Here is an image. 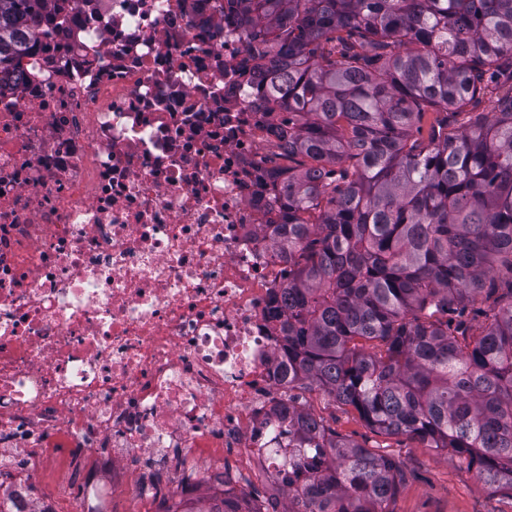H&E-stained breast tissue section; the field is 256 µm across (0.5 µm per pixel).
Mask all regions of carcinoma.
<instances>
[{"mask_svg": "<svg viewBox=\"0 0 512 512\" xmlns=\"http://www.w3.org/2000/svg\"><path fill=\"white\" fill-rule=\"evenodd\" d=\"M51 0H0V66L32 47ZM264 47L260 90L296 118L281 188L288 255L284 349L292 387L315 386L373 428L467 454L512 498V0H230ZM433 120L428 136L420 123ZM463 118L460 128L450 122ZM485 292L479 330L434 318ZM376 341L367 351L358 341ZM288 508L390 512L391 459L299 409ZM187 512H243L224 496Z\"/></svg>", "mask_w": 512, "mask_h": 512, "instance_id": "carcinoma-1", "label": "carcinoma"}]
</instances>
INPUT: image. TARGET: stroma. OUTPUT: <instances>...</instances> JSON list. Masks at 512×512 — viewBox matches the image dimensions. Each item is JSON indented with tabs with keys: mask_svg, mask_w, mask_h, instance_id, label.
<instances>
[{
	"mask_svg": "<svg viewBox=\"0 0 512 512\" xmlns=\"http://www.w3.org/2000/svg\"><path fill=\"white\" fill-rule=\"evenodd\" d=\"M296 394L299 405L321 417L337 436L399 465L403 480L390 505L392 512H512V498L482 481L468 456L441 452L405 435L381 433L352 407L333 402L318 388L302 387ZM54 454L55 464L34 476L31 491L36 503L49 502L54 512H70L88 463L72 458L63 448Z\"/></svg>",
	"mask_w": 512,
	"mask_h": 512,
	"instance_id": "1",
	"label": "stroma"
}]
</instances>
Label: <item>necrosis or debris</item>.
Masks as SVG:
<instances>
[{
    "mask_svg": "<svg viewBox=\"0 0 512 512\" xmlns=\"http://www.w3.org/2000/svg\"><path fill=\"white\" fill-rule=\"evenodd\" d=\"M0 69V512L53 448L110 449L72 512H181L288 476L286 265L264 159L286 146L223 0H53ZM234 448L242 471L207 465Z\"/></svg>",
    "mask_w": 512,
    "mask_h": 512,
    "instance_id": "1",
    "label": "necrosis or debris"
}]
</instances>
